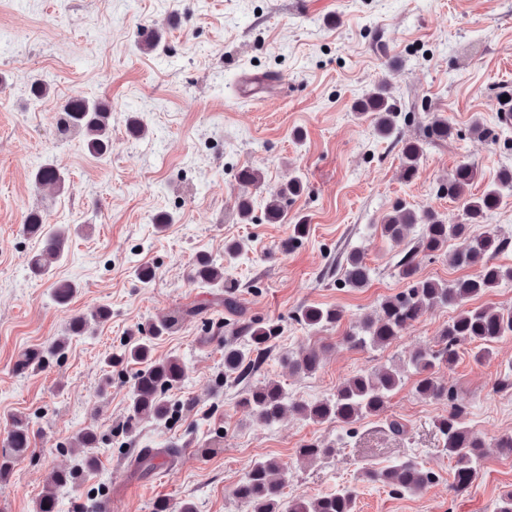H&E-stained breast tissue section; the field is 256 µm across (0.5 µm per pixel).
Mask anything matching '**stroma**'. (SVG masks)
<instances>
[{
	"label": "stroma",
	"instance_id": "stroma-1",
	"mask_svg": "<svg viewBox=\"0 0 512 512\" xmlns=\"http://www.w3.org/2000/svg\"><path fill=\"white\" fill-rule=\"evenodd\" d=\"M146 25L161 35L156 50L138 45ZM246 71L274 75L279 85L264 101L241 99ZM37 80L47 87L39 99L30 92ZM381 80L399 114L389 138L354 109ZM505 96L512 97V0H0V450L12 416L32 423L30 449L0 482V512H36L51 471L75 464L76 438L88 429L100 437L98 467L78 490L59 492V512H76L88 491L112 500L116 512H153L159 498L191 502L196 512H247L233 489L266 458L286 464L290 498L352 484L356 512H494L512 491V456L495 446L512 434V387L498 386L512 376V335L480 361L473 346L462 347L439 372L486 442L479 476L460 495L451 489L439 432L448 404L419 396L418 377L407 367L411 352L434 345L453 309H430L384 348L352 349L342 338L407 286L397 263L420 231L398 242L382 237L394 202L457 223L461 201L439 188L460 164L477 172L470 196L512 169V127L495 118ZM74 97L110 105L104 157L91 156L78 133L58 132L59 110ZM438 114L454 136L426 145L417 176L405 180L402 146L421 139ZM134 118L143 135L129 134ZM476 123L482 134L473 132ZM47 160L67 174L61 191L32 180ZM246 166L264 178L248 221L236 210L237 175ZM294 177L305 191L289 201L288 216L305 219L309 234L283 253L290 227L267 223L264 211L271 192ZM34 207L48 223L72 228L66 258L55 267L56 278L77 287L65 306L52 300L49 281L28 270L40 248L23 229ZM159 214L171 218L162 229L153 222ZM230 242L241 245L232 258L224 254ZM355 251L372 270L360 289L342 284ZM202 255L223 260L245 319L282 326L249 384L275 380L290 400L314 402L354 374L401 367L403 383L384 411L353 425L290 414L270 426L240 407L246 386L225 379L224 337L210 328L220 322L232 330L235 317L218 305L219 289L188 278ZM145 265L154 270L147 284L135 275ZM100 305L111 310L108 322L66 337L73 315ZM309 305L336 306L345 317L312 331L292 318ZM174 312L184 318L156 340L154 357L186 362L172 393L182 408L169 425L143 421L125 436L137 366L109 372L103 359L128 333ZM61 337L68 346L60 359L17 371L21 352ZM313 344L326 349L314 374H294L281 363L285 352ZM391 419L405 425L404 434L387 431ZM309 441L327 454L300 459ZM211 442L217 453L201 455ZM170 446L176 454L158 458L149 475L129 465L142 449ZM408 457L436 475L424 491L396 493L364 475Z\"/></svg>",
	"mask_w": 512,
	"mask_h": 512
}]
</instances>
